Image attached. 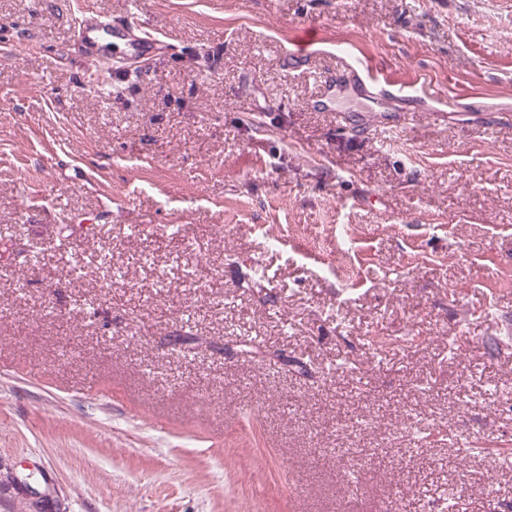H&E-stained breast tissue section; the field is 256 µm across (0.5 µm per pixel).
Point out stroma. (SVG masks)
I'll return each instance as SVG.
<instances>
[{
	"mask_svg": "<svg viewBox=\"0 0 512 512\" xmlns=\"http://www.w3.org/2000/svg\"><path fill=\"white\" fill-rule=\"evenodd\" d=\"M511 112L512 0H0V512H512ZM81 16L80 23L74 29L73 47L75 52L93 65L102 63L101 49L109 44L113 48L114 61L130 64L148 63L163 55L169 48L165 40L145 32L133 20H128L125 24L112 22L90 8L81 11ZM321 40L317 28H304L299 31L291 41L286 56L288 65L292 71L302 70L310 57V47L314 42ZM344 84L360 88L372 98L396 97L404 93L383 73L355 59L348 49H336V68L324 76V90L331 93Z\"/></svg>",
	"mask_w": 512,
	"mask_h": 512,
	"instance_id": "1",
	"label": "stroma"
}]
</instances>
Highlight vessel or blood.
Wrapping results in <instances>:
<instances>
[{
    "instance_id": "b4317fda",
    "label": "vessel or blood",
    "mask_w": 512,
    "mask_h": 512,
    "mask_svg": "<svg viewBox=\"0 0 512 512\" xmlns=\"http://www.w3.org/2000/svg\"><path fill=\"white\" fill-rule=\"evenodd\" d=\"M320 38V32L315 28L302 29L294 36L286 52L291 70L303 69L310 57L311 46ZM108 45L113 48L114 59L130 64L150 62L169 48L165 40L144 32L137 22H115L100 12L83 10L81 21L74 29L75 52L97 65L103 61L102 48ZM345 84L360 88L374 98L396 97L402 93L401 88L382 73L365 66L349 50L340 48L336 51L335 69L324 77V88L333 92Z\"/></svg>"
}]
</instances>
